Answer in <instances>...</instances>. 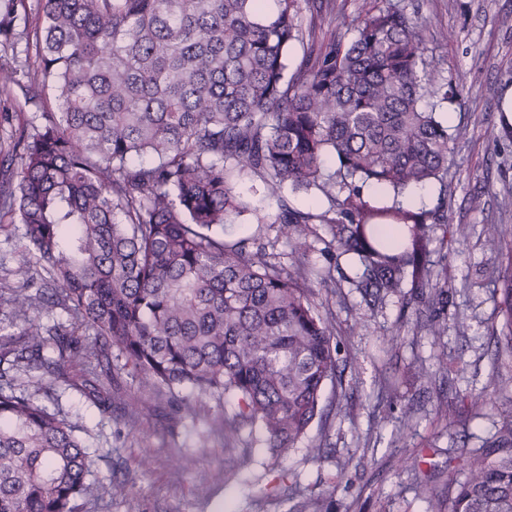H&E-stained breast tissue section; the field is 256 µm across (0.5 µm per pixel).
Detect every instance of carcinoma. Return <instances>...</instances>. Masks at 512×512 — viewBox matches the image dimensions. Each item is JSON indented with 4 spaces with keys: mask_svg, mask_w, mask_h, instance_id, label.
<instances>
[{
    "mask_svg": "<svg viewBox=\"0 0 512 512\" xmlns=\"http://www.w3.org/2000/svg\"><path fill=\"white\" fill-rule=\"evenodd\" d=\"M302 2L3 0L0 46L23 38L34 62H0V98L49 91L60 111L19 130L0 160V229L14 227L27 269L0 321V332L22 328L0 337V361L56 374L102 412L125 370L166 388L185 418L202 398L232 396L225 432L257 427L267 447L290 448L322 417L338 368L318 281L301 270L310 225L335 258L357 261L369 301L406 283L446 293L432 232L448 204L403 195L447 192L461 130L441 110L456 86L426 58L423 25L391 2L363 8L352 38L310 44L289 71L292 43L335 22L319 10L302 28ZM242 174L276 201L297 269L259 235L224 239L247 209ZM371 186L390 199L368 197ZM286 188L322 205L294 208ZM500 313L512 347V277ZM81 330L104 373L67 374L87 355ZM83 430L0 369V512H76L90 492ZM493 445L464 460L465 479L448 473V512H512L511 415Z\"/></svg>",
    "mask_w": 512,
    "mask_h": 512,
    "instance_id": "1",
    "label": "carcinoma"
}]
</instances>
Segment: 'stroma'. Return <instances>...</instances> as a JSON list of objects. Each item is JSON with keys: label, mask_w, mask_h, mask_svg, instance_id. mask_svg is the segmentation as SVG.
Wrapping results in <instances>:
<instances>
[{"label": "stroma", "mask_w": 512, "mask_h": 512, "mask_svg": "<svg viewBox=\"0 0 512 512\" xmlns=\"http://www.w3.org/2000/svg\"><path fill=\"white\" fill-rule=\"evenodd\" d=\"M400 3L423 24L428 56L461 89L448 107L464 129L448 171L449 223L433 233L456 237L432 255L446 267L443 298L404 287L368 306L353 286L357 265L333 259L323 228L313 226L306 268L331 272L315 301L333 324L339 360L351 366L341 382H327L323 418L284 452L268 448L255 428L227 438L224 423L237 410L231 399H202L197 418H184L165 389L144 394L122 373L113 381L120 400L105 414L79 390L44 379L35 401L85 426L92 492L78 512H317L321 500L329 512H431L432 497L447 494L449 460L486 449L512 414V349L498 308L512 274V137L498 110L512 84V0ZM57 109L50 96L0 100V149L36 115ZM238 189L252 209L226 226L225 239L265 234L291 264L275 201L247 180ZM490 224L504 230L494 246L484 234ZM434 320L441 335L430 333ZM479 391L492 403L477 415L466 397ZM147 398L156 410L138 417ZM441 403L447 416L436 412ZM113 481L127 482L125 496L107 495Z\"/></svg>", "instance_id": "obj_1"}]
</instances>
